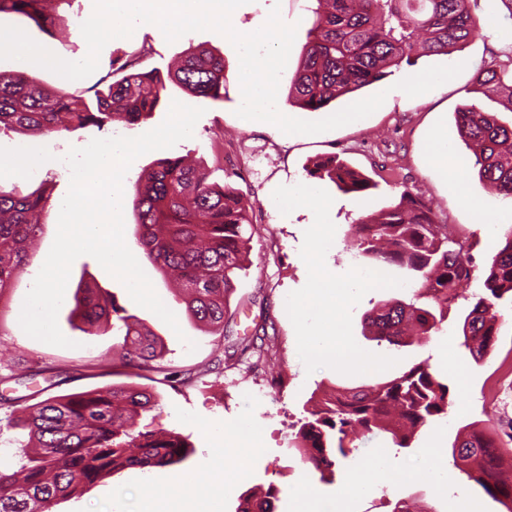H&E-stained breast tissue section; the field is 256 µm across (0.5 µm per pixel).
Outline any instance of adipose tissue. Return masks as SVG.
<instances>
[{
    "mask_svg": "<svg viewBox=\"0 0 512 512\" xmlns=\"http://www.w3.org/2000/svg\"><path fill=\"white\" fill-rule=\"evenodd\" d=\"M224 441L235 451L233 466L225 465L223 449H213L207 460L211 479L201 486L186 478L173 482L167 491L169 512H184V504L192 499L202 501L206 506L205 512H223L226 488L247 476L249 461L257 449L258 437L253 422L243 420L233 431L225 432ZM439 457V443L434 440L425 446L420 457L403 463L399 468L390 469L381 459L376 469L395 482H407L427 475L444 485L448 476L439 465ZM349 484L350 496L346 499H327L310 490L301 491L295 497V512H351L352 500L364 495L369 485L357 476L351 477Z\"/></svg>",
    "mask_w": 512,
    "mask_h": 512,
    "instance_id": "adipose-tissue-1",
    "label": "adipose tissue"
}]
</instances>
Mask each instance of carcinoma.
Wrapping results in <instances>:
<instances>
[{
    "mask_svg": "<svg viewBox=\"0 0 512 512\" xmlns=\"http://www.w3.org/2000/svg\"><path fill=\"white\" fill-rule=\"evenodd\" d=\"M66 2L0 0V14L45 23ZM316 2L288 93L290 105L310 112L381 81L415 55H451L478 35L469 0ZM227 80L223 56L207 49L188 53L165 79L155 68L132 64L106 88L90 87L89 97L45 87L22 71L0 67V132L51 135L87 125L103 129L116 121L131 127L166 99L170 83L192 98L216 102L224 100ZM473 84L487 97L504 95L512 112V84H505L496 69L478 70ZM455 128L472 148L479 179L498 197L512 201V124L471 104L455 112ZM306 174L327 179L345 193L361 195L369 189L368 178L335 155L313 162ZM52 190L46 179L25 195L0 191V293L11 286L15 270L30 261V246L45 223ZM130 203L135 241L145 257L175 277L190 317L224 335L227 299L243 269L248 241L246 194L217 187L205 169L178 156L142 170L132 184ZM502 238L460 327L463 345L476 363L493 352L505 313L512 311V229ZM355 247L420 284L412 300L380 301L364 313V328L373 340L400 348L412 344L414 331L421 336L442 330L449 304L469 283L471 260L464 244L448 237L419 196L403 187L393 206L358 224ZM81 293L75 311L85 324L92 327L104 316H115L118 341L113 349L131 376L139 378L144 371L162 374L167 381L180 376L164 364L160 342L140 319L98 290L83 288ZM454 395L427 359L388 381L336 385L328 397L310 398L307 416L292 425L289 447L327 483L350 452L348 437L380 431L389 434L395 447L410 448L421 429L448 416ZM154 405V394L134 383L33 405L16 400L8 426L24 431L28 442L19 468L0 470V512H51L57 496L77 493L111 471L185 461L189 444L181 436L140 425ZM449 455L468 480L512 512V475L507 473L512 448L471 429L456 434ZM278 494L272 485L256 501L245 492L239 512H275Z\"/></svg>",
    "mask_w": 512,
    "mask_h": 512,
    "instance_id": "1",
    "label": "carcinoma"
}]
</instances>
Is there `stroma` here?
Instances as JSON below:
<instances>
[{
    "label": "stroma",
    "instance_id": "obj_1",
    "mask_svg": "<svg viewBox=\"0 0 512 512\" xmlns=\"http://www.w3.org/2000/svg\"><path fill=\"white\" fill-rule=\"evenodd\" d=\"M275 8L282 19L297 26L277 95L279 109L287 112L291 109L288 91L312 19L308 0H249L236 23L253 27ZM470 9L479 34L463 51L450 56H419L412 64L401 65L374 85V92H386L387 97L373 114L313 135L286 137L273 127L252 125L237 116L242 103L237 80L239 58L234 47L226 45L223 36L212 31L191 32L170 43L151 25H140L136 40L116 38L107 43L96 72L80 80H68L36 64H27L26 73L42 85L75 93L106 75L110 58L132 55L145 44L153 48V65L163 70L199 47L221 54L231 77L224 100L206 104L192 138L138 157L124 182L132 184L143 168L158 159L189 157L205 168L214 182L246 192L251 203L252 239L246 267L239 272L229 298L230 315L224 320V333L214 335L188 316L166 273L136 249L132 212L124 210L126 244L133 247L138 263L160 299L176 315L181 330L173 332L156 314L137 305L121 282L93 257L84 255L72 265L58 314L59 327L73 345L58 347L29 337L19 324L25 296L56 235L59 212L51 210L38 232L32 261L17 269L12 287L0 296V464L12 468L18 465L16 447L10 442L12 434L5 428L12 414L8 400L20 398L31 405L52 396L105 389L128 380L126 368L112 349L116 338L111 323L100 321L94 333L89 334L81 320L70 315L76 306L77 287L82 284L113 295L118 305L157 335L164 346L166 362L190 372V381L183 385L172 387L150 381L146 387L157 400L148 415L153 427L179 433L192 450L188 459L178 465L149 470L125 468L107 474L85 486L79 495L55 500L52 512H109L116 498L125 500L129 512H139L143 498H164L170 482L181 475L207 479L204 461L214 445L208 426L231 428L246 416L253 420L261 436L260 449L250 461L248 478L225 491L224 512H236L242 492L258 495L271 484L280 490L276 512H292L293 495L305 483L313 484L320 494L338 497L345 493L347 475L353 469L370 482V490L356 503L355 512H391L394 503L401 499L432 508L433 512H499L498 503L453 467L448 470V487L443 491L427 478L405 484L374 478L378 449L391 445L383 433L349 438L347 446L352 453L341 464L333 482H320L318 475L299 464L288 448V437L292 423L302 417L312 393L336 383L358 386L383 381L425 358L439 376L454 384L458 378L449 372L447 359L455 357L467 372L468 388L456 393L447 418L420 431L412 448L392 452L391 465L418 457L436 432L441 435L442 448L447 449L456 433L468 425L490 433L507 430L512 426V316L504 324L494 351L483 363H475L457 332L468 309L471 290L466 287L460 289L458 300L451 305L445 331L416 340L411 346L389 350L364 335L362 316L382 300L409 301L415 285L409 282L401 288L375 289L352 312L353 336L364 350L398 359L397 368L359 375H345L327 367L307 372L297 351L296 334L283 306V295L302 288L307 281L308 271L300 250L311 215L301 207L284 217L267 202L278 186L306 182L305 166L325 156H339L369 176L375 186L356 196L327 185L326 190L333 198L330 218L336 226L335 242L326 254L328 269L343 274L355 267L374 268V261L354 255V227L393 205L399 190L406 187L431 206L438 223L464 241L472 258L473 276L481 278L487 262L501 246V237L482 223L479 213L495 212L498 223L512 225V209L500 206L497 196L480 181L471 162L472 151L455 131L454 114L460 106L473 103L482 111L499 113L504 121L512 120V112L504 107V98L485 97L475 92L473 84L476 71L491 64L512 75V0H470ZM93 10L94 0H70L69 5L59 10L49 34L16 14H1L0 24L19 27L60 58L74 61L88 52L79 21ZM456 64L461 65V73L428 93L411 98L393 89L394 84L427 67ZM443 133L448 136L457 162L449 166L447 173L438 174L433 170L430 148ZM100 135L94 126L50 138L25 137L8 131L0 135V152H9L22 141L42 149L51 159L48 171L56 176L55 197L61 200L70 181L68 174L60 171L57 157ZM259 332L274 338L275 343L258 366L246 361H226V337ZM189 340L196 343L195 351L187 350L185 343ZM277 374L282 375L284 384L273 392L269 380Z\"/></svg>",
    "mask_w": 512,
    "mask_h": 512
}]
</instances>
